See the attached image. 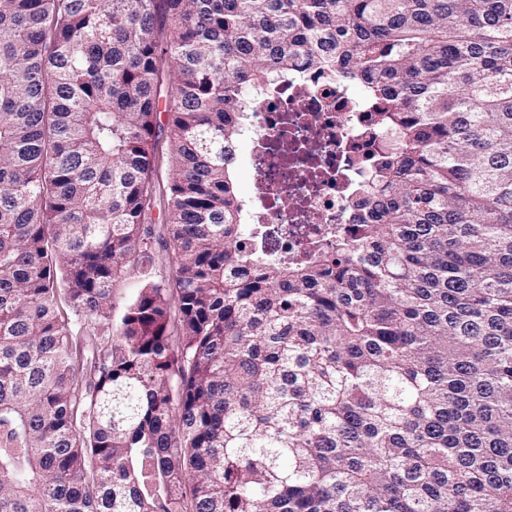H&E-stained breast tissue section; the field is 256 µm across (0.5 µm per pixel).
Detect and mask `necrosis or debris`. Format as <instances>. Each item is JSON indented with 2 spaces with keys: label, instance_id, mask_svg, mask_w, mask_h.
<instances>
[{
  "label": "necrosis or debris",
  "instance_id": "1",
  "mask_svg": "<svg viewBox=\"0 0 512 512\" xmlns=\"http://www.w3.org/2000/svg\"><path fill=\"white\" fill-rule=\"evenodd\" d=\"M241 133L251 143L250 221L276 226L274 256L297 262L351 228L350 200L398 145L363 87L300 67L255 93Z\"/></svg>",
  "mask_w": 512,
  "mask_h": 512
}]
</instances>
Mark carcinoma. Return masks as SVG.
<instances>
[{
	"label": "carcinoma",
	"mask_w": 512,
	"mask_h": 512,
	"mask_svg": "<svg viewBox=\"0 0 512 512\" xmlns=\"http://www.w3.org/2000/svg\"><path fill=\"white\" fill-rule=\"evenodd\" d=\"M300 64L399 144L294 264L229 148ZM0 512H512V0H0ZM166 199L157 195V204L151 215V227L153 228V246L155 255L154 275L157 279H173L174 268L168 259L169 249L164 246L168 239L165 228ZM140 287V279L134 274L117 282L113 290L112 320L114 323L123 316L127 306L135 299Z\"/></svg>",
	"instance_id": "obj_1"
}]
</instances>
